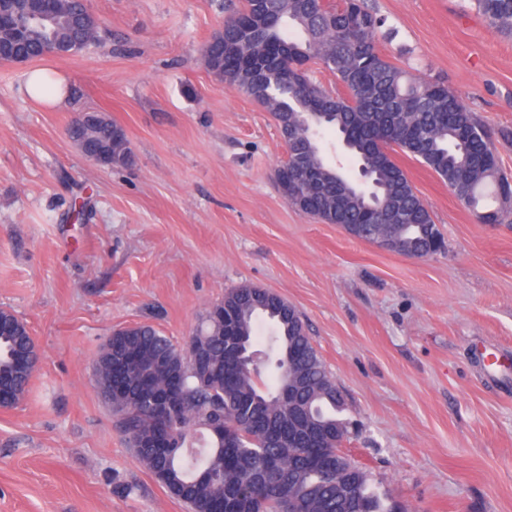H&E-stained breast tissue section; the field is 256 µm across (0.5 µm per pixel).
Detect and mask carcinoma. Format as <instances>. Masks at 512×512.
Returning a JSON list of instances; mask_svg holds the SVG:
<instances>
[{
	"label": "carcinoma",
	"instance_id": "obj_1",
	"mask_svg": "<svg viewBox=\"0 0 512 512\" xmlns=\"http://www.w3.org/2000/svg\"><path fill=\"white\" fill-rule=\"evenodd\" d=\"M488 25L512 33V0H471ZM13 17L0 42H27L31 59L44 32L28 21L31 0H8ZM83 27L59 15L57 33L82 46L99 38V23L82 3H71ZM259 26L249 44L244 28ZM385 19L368 0H240L222 28L203 45V62L215 77L264 107L288 132V203L341 225L364 241L392 235L397 253L409 257L434 246L441 235L423 200L397 163L399 151L434 172L483 224L512 220V175L505 173L492 136L444 83L410 77L379 50ZM335 76L339 91L313 80V68ZM336 133L357 162L368 167L378 204L370 209L354 179L331 164L313 129ZM83 149L108 167L129 166L133 153L118 124L103 113L90 125H69ZM242 285L209 307L192 344L199 364L149 324L126 328L101 349L94 363L97 388L110 387L108 360L132 363L128 385L176 388L180 404L169 423L175 446L137 448L141 463L189 512H393L371 490L366 472L344 448L343 398L313 346L299 313L280 319L273 311L239 303ZM272 322L259 336L257 318ZM0 372L16 357L36 356L26 324L0 309ZM241 338L276 362L270 381L234 367L224 347ZM112 393L121 430L135 444L152 440L164 425L136 399ZM206 435L198 445L196 435Z\"/></svg>",
	"mask_w": 512,
	"mask_h": 512
}]
</instances>
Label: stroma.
<instances>
[{"label": "stroma", "mask_w": 512, "mask_h": 512, "mask_svg": "<svg viewBox=\"0 0 512 512\" xmlns=\"http://www.w3.org/2000/svg\"><path fill=\"white\" fill-rule=\"evenodd\" d=\"M235 0H88L100 41L0 62V308L39 364L0 407V512H187L117 431L94 362L116 328L185 344L227 289L294 305L345 400L346 443L396 512H512V224H482L431 170L397 154L445 236L414 260L294 207L270 113L210 74L203 44ZM380 50L444 82L491 132L512 130V35L469 0H371ZM37 66L68 78L55 108ZM125 130L135 162L86 160L80 112Z\"/></svg>", "instance_id": "35a3bbf8"}]
</instances>
